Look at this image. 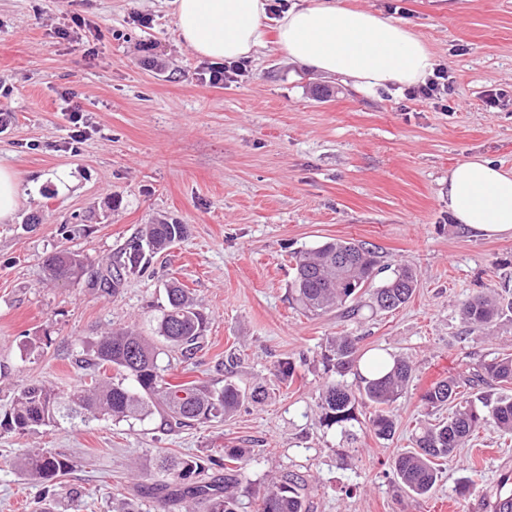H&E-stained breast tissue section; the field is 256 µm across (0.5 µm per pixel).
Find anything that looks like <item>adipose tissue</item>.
Segmentation results:
<instances>
[{"label": "adipose tissue", "instance_id": "adipose-tissue-1", "mask_svg": "<svg viewBox=\"0 0 512 512\" xmlns=\"http://www.w3.org/2000/svg\"><path fill=\"white\" fill-rule=\"evenodd\" d=\"M181 42L210 61L249 59L274 36L290 62L351 81L370 94L423 82L434 69L426 42L408 26L341 0H292L274 31L271 0H171ZM448 212L486 237H512V169L473 156L448 173Z\"/></svg>", "mask_w": 512, "mask_h": 512}]
</instances>
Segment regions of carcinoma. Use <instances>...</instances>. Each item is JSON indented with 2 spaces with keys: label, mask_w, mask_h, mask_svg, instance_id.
<instances>
[{
  "label": "carcinoma",
  "mask_w": 512,
  "mask_h": 512,
  "mask_svg": "<svg viewBox=\"0 0 512 512\" xmlns=\"http://www.w3.org/2000/svg\"><path fill=\"white\" fill-rule=\"evenodd\" d=\"M187 233L184 224H147L141 237L131 240L122 258L107 267L93 287L104 291L116 288L125 276L140 270L147 253L164 250L181 241ZM44 269L54 282L76 281L85 275L87 264L80 255L59 251L43 261ZM382 271L374 250L364 244L331 239L301 254L296 260L295 276L290 286V300L306 313L320 315L345 308L348 315L358 313V294L369 289L374 307L393 311L412 297L417 278L409 267H399L392 275L374 284ZM168 306L157 321V338L188 361L203 346L207 317L197 309L188 292L178 285L167 288ZM501 301L494 292L481 291L462 303L461 315L474 329L493 325L502 313ZM325 359L333 362L337 379L320 390L317 408L320 422L336 426L349 439H355V408L370 405L371 429L380 439H390L396 430L392 405L411 381L413 367L403 357L373 353L366 355L358 339L336 336L326 346ZM160 348L155 341L130 329H116L101 337L94 349L92 365L112 368L120 378L93 374L69 393H61L43 384H27L15 394L3 426L17 433L39 426L84 423L101 417L118 422L140 421L159 415L164 428L176 432L199 424L220 422L232 416L245 399H261L265 390L257 387L246 393L234 381L226 379L216 389L205 382L173 383L168 369L158 363ZM354 374L355 382L345 377ZM512 385V354L479 360L457 377L433 383L422 394L431 408L451 406L448 419L421 428L413 437L410 449L398 452L392 461L395 480L409 493L423 496L439 479L440 466L452 461L457 450L482 430L512 435V398L495 399L482 389L492 384ZM249 457L243 448H231L219 459L184 455H163L157 469L160 479L154 490L168 498L184 501L190 509L195 501H205L209 512H240L242 498L253 495L250 482L242 470ZM236 465L234 474L219 484L208 477L207 464ZM17 466L28 477L44 486V495L59 494L56 479L70 468L67 458L51 451L36 449L27 453ZM305 476L289 472L268 486L258 512H311Z\"/></svg>",
  "instance_id": "1"
}]
</instances>
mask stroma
Returning <instances> with one entry per match:
<instances>
[{"mask_svg":"<svg viewBox=\"0 0 512 512\" xmlns=\"http://www.w3.org/2000/svg\"><path fill=\"white\" fill-rule=\"evenodd\" d=\"M344 2L421 35L451 79L444 105L393 87L360 93L288 62L271 42L239 81L212 84L208 61L179 42L168 0H0V106L12 113L0 165L26 185L13 221L0 223V418L22 384L83 382V359L112 329L153 336L174 282L208 324L193 360L160 354L170 379L271 390L180 432H163L156 416L0 429V512H41L40 486L15 465L37 448L71 461L62 482L79 495L55 512H112L116 490L139 512H174L147 491L161 451L223 448L250 452L245 512L289 472L307 478L313 512H491L501 481L512 480V436L481 432L425 496L405 492L390 463L415 427L448 416L424 406L430 384L512 353V313L487 333L460 315L468 295L489 287L512 298V238L474 235L448 213L449 169L475 155L512 168V0ZM72 107L87 120L75 152ZM161 220L186 225L185 238L114 291L43 273L44 258L65 249L100 274L142 225ZM348 238L412 268L413 296L351 320L303 315L288 301L296 256ZM344 335L416 366L390 439L371 431L367 406L354 441L319 422L325 343ZM286 359L295 373L278 388L272 372Z\"/></svg>","mask_w":512,"mask_h":512,"instance_id":"1","label":"stroma"}]
</instances>
